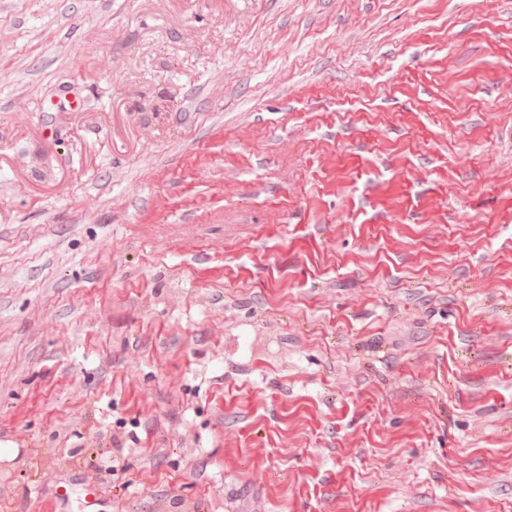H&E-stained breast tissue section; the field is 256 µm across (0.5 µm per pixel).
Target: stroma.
<instances>
[{
	"label": "stroma",
	"instance_id": "obj_1",
	"mask_svg": "<svg viewBox=\"0 0 512 512\" xmlns=\"http://www.w3.org/2000/svg\"><path fill=\"white\" fill-rule=\"evenodd\" d=\"M53 500L512 512V0H0V512Z\"/></svg>",
	"mask_w": 512,
	"mask_h": 512
}]
</instances>
